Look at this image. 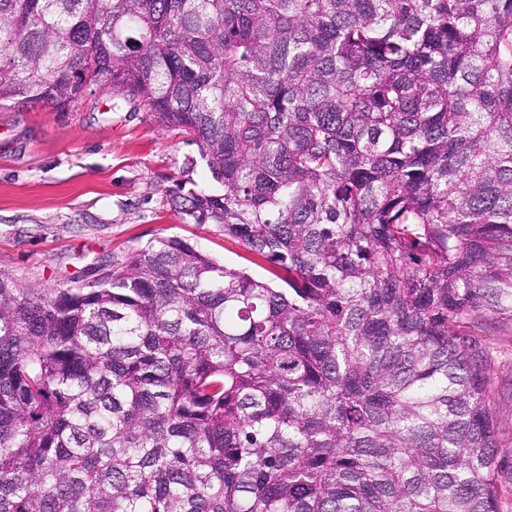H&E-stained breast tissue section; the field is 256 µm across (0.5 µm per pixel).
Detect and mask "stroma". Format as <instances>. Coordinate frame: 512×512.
<instances>
[{
  "mask_svg": "<svg viewBox=\"0 0 512 512\" xmlns=\"http://www.w3.org/2000/svg\"><path fill=\"white\" fill-rule=\"evenodd\" d=\"M197 155L188 135L160 126L141 100L104 88L65 110L0 106V278L69 288L154 238L176 237L267 279L218 227L176 212L175 185L224 191ZM490 342V407L499 447L512 450V325H497Z\"/></svg>",
  "mask_w": 512,
  "mask_h": 512,
  "instance_id": "obj_1",
  "label": "stroma"
}]
</instances>
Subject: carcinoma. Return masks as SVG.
<instances>
[{
    "instance_id": "1",
    "label": "carcinoma",
    "mask_w": 512,
    "mask_h": 512,
    "mask_svg": "<svg viewBox=\"0 0 512 512\" xmlns=\"http://www.w3.org/2000/svg\"><path fill=\"white\" fill-rule=\"evenodd\" d=\"M91 85L272 282L175 238L0 280V512H501L512 0H0V105ZM488 336L494 348L487 374L490 407L497 421L499 448L512 450V326L497 325Z\"/></svg>"
}]
</instances>
